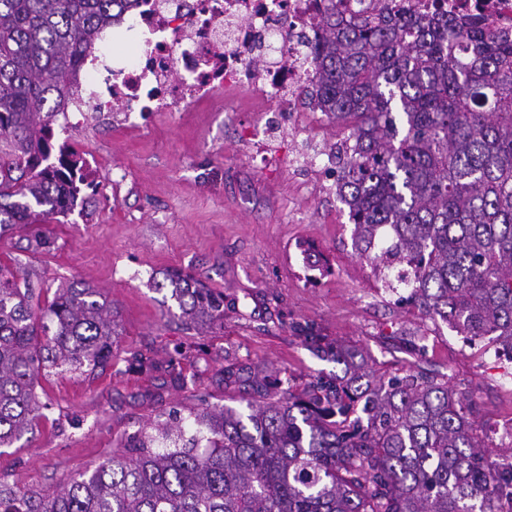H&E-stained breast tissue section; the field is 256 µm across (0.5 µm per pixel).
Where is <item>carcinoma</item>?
Wrapping results in <instances>:
<instances>
[{
	"label": "carcinoma",
	"instance_id": "1",
	"mask_svg": "<svg viewBox=\"0 0 512 512\" xmlns=\"http://www.w3.org/2000/svg\"><path fill=\"white\" fill-rule=\"evenodd\" d=\"M139 0H0V236L65 217L85 160L54 117L75 67ZM308 104L349 129L336 194L357 256L406 302L512 351V38L476 21H424L384 0L348 15L323 0ZM186 326L224 327V294L165 274ZM112 304L90 285L34 300L0 263V447L33 429L37 378L112 361ZM303 342L343 366L297 392L244 368L220 382L242 406L202 405L126 437L122 451L46 493L0 483V512H503L512 446L477 433L474 401L410 367L376 376L363 353Z\"/></svg>",
	"mask_w": 512,
	"mask_h": 512
}]
</instances>
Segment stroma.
<instances>
[{
	"mask_svg": "<svg viewBox=\"0 0 512 512\" xmlns=\"http://www.w3.org/2000/svg\"><path fill=\"white\" fill-rule=\"evenodd\" d=\"M264 96L245 93L192 112H152L138 123L95 116L79 124L56 116L75 148L91 157L94 188L62 223L45 225L51 248L30 231L0 238L36 289L86 283L117 311L112 361L93 375L66 373L42 381L50 404L32 432L0 448V482L48 493L111 458L121 438L161 410L185 411L201 400L223 404L224 367L253 366L300 389L335 376L336 362L307 347L297 329L322 343L352 344L376 374L404 375L417 363L469 392L490 444H500L512 418V354L484 348L442 321L401 303L406 288L386 290L352 246L349 209L313 168L288 165L309 138L336 142L341 128L318 112L275 116L287 134H259L270 118ZM285 164L273 166L268 153ZM315 245L331 271L311 269L304 245ZM179 269L224 295V326L209 334L186 329L169 289H156ZM421 338L419 352L403 343ZM161 362L177 354L186 377L139 369L131 352Z\"/></svg>",
	"mask_w": 512,
	"mask_h": 512,
	"instance_id": "stroma-1",
	"label": "stroma"
}]
</instances>
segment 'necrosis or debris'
Segmentation results:
<instances>
[{"instance_id": "obj_1", "label": "necrosis or debris", "mask_w": 512, "mask_h": 512, "mask_svg": "<svg viewBox=\"0 0 512 512\" xmlns=\"http://www.w3.org/2000/svg\"><path fill=\"white\" fill-rule=\"evenodd\" d=\"M419 16L478 18L512 33V0H398ZM322 0H141L104 30L78 76L76 112H183L216 90H259L299 111L310 82ZM128 44L116 57L112 46Z\"/></svg>"}]
</instances>
